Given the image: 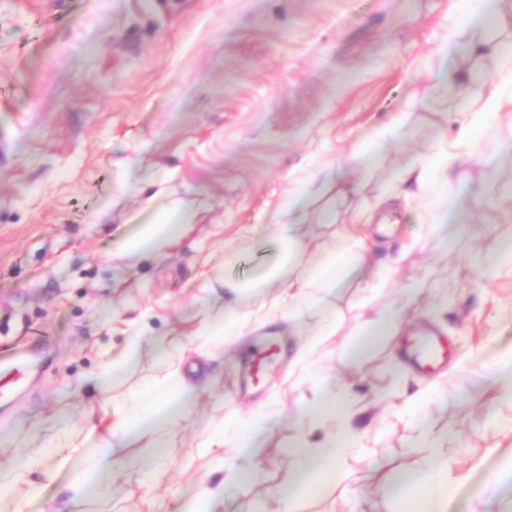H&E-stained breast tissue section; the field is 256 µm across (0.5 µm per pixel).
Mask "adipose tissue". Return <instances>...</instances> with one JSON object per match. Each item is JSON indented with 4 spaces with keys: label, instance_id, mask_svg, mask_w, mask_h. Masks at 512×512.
I'll list each match as a JSON object with an SVG mask.
<instances>
[{
    "label": "adipose tissue",
    "instance_id": "adipose-tissue-1",
    "mask_svg": "<svg viewBox=\"0 0 512 512\" xmlns=\"http://www.w3.org/2000/svg\"><path fill=\"white\" fill-rule=\"evenodd\" d=\"M497 56L499 69L485 99L477 105L459 111L457 133L437 152L418 157L401 168L397 180L413 188L414 196L431 201L433 229L441 241L449 243L460 231L470 206L466 198L448 197L446 188L456 180L455 162L473 153L489 115L512 110V55L500 52L488 41H463L461 34H449L439 50L438 66L433 73L440 88L459 83L453 65L461 52ZM341 172L326 169L322 178L297 181L285 204L276 209L277 227L284 244L274 264L265 266L255 277L247 280L226 279L222 285L234 301L247 302L253 307L255 321H262L273 311L284 310L292 322L301 321L306 311L320 308L325 297L339 288L365 292L374 281L388 279L392 271L375 268L369 262V248L356 229L366 219V203H348V190L339 186ZM337 193L347 204L334 212L329 224L333 238L347 241L341 254H329L312 273L293 275L298 252L306 247L310 234L308 201L328 193ZM194 219L192 210L172 205L163 211L147 206L133 219L135 227L118 247V256L134 262L146 255L160 256L183 237ZM162 358L166 365L163 376L154 378L138 389L131 400L114 397L112 382L123 370L124 362H132L143 353ZM186 348L180 338L146 337L142 323L131 325L124 362L105 365L98 374V389L103 397L102 413L85 432L54 438L48 445L59 468L70 469L72 475L62 489L57 512H84L88 499L108 495L112 491L111 476L115 465L122 464L151 474L162 464V452L170 428L198 397L200 388L210 382L208 370L210 353L206 347H196V361H188ZM355 411L342 412L334 435L324 443L315 444L302 438L292 443L290 458L292 475L284 492L286 503L318 489L320 495H334L349 475L348 445L354 432ZM248 448L260 453L264 446L251 423L237 414H230L198 447L199 454L210 456L215 483L198 488L188 512H222L224 488L228 485L249 486L254 482L252 471L228 463L222 453L224 444ZM448 469V459L433 451L418 467L385 478L380 483L383 495L411 500L418 512H447L449 486L442 476Z\"/></svg>",
    "mask_w": 512,
    "mask_h": 512
}]
</instances>
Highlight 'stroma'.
Instances as JSON below:
<instances>
[{
  "mask_svg": "<svg viewBox=\"0 0 512 512\" xmlns=\"http://www.w3.org/2000/svg\"><path fill=\"white\" fill-rule=\"evenodd\" d=\"M452 31L512 53V0H498L481 25L462 0H0V350L23 343L43 357L0 399V465L32 453L36 422L62 412L68 426L83 425L99 400V364L124 356L127 321L144 313L149 335H191L209 275L244 279L273 263L282 245L267 226L295 176L338 162L371 200L397 168L451 136L453 124L427 108L438 94L427 74ZM457 66L460 87L438 94L451 111L460 88L480 93L498 61L466 56ZM395 120L384 150H367ZM458 166L462 180L447 191L469 196L474 211L452 249L431 232L428 209L399 202L373 253L397 272L369 307L347 288L333 300L335 335L314 336L318 312L293 333L277 313L247 336L213 342L219 381L170 429L173 458L148 483L137 469H113L111 494L88 512H152L158 495L182 512L192 492L181 469L213 479L192 448L231 411L248 418L267 403L280 417L261 454L224 449L257 483L225 486L223 512H282L289 439L336 429L298 424L315 394L336 410L349 399L364 406L354 432L365 461L346 498L303 496L294 512H406L374 485L419 461L432 438L448 456V512H512V487L495 497L486 489L512 472V261L494 253L512 247V112L489 116L478 152ZM159 181L165 203L192 206L195 221L163 256L128 263L117 243ZM395 302L408 305L407 321L356 366L349 349L362 325ZM421 325L450 346L431 378L401 354ZM269 329L285 347L243 385ZM303 342L311 350L299 367ZM430 381L436 396L410 413L409 398ZM69 478L34 473L39 498L28 501L18 484L0 512L20 501L25 512H54Z\"/></svg>",
  "mask_w": 512,
  "mask_h": 512,
  "instance_id": "35a3bbf8",
  "label": "stroma"
}]
</instances>
